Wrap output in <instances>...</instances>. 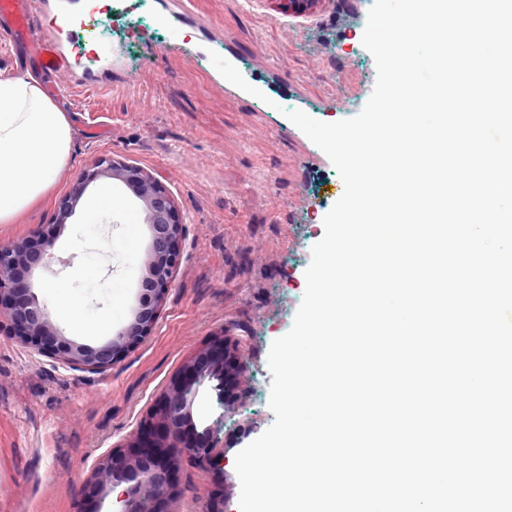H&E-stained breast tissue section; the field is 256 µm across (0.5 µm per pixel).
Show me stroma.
<instances>
[{
    "mask_svg": "<svg viewBox=\"0 0 512 512\" xmlns=\"http://www.w3.org/2000/svg\"><path fill=\"white\" fill-rule=\"evenodd\" d=\"M373 0H323L284 16L265 0H111L97 15L98 41L115 60L85 85L82 73L53 81L74 129L70 157L51 190L0 243L55 223L78 175L107 159L140 166L173 197L182 217L173 284L149 336L103 370L71 367L0 330V512H81L82 489L100 460L137 430L183 363L213 336L244 353L241 392L223 411L212 384L194 407L198 425L220 422L224 472L192 457L174 471L180 512L209 495L240 512L235 456L274 422L272 342L302 301L312 247L343 182L326 154L286 117L301 110L334 122L356 115L376 81L362 44ZM179 29L185 54L164 50ZM234 55L264 78L279 111L229 93L196 51ZM111 209L87 217L77 199L50 267L34 291L67 336L98 346L130 320L148 243L145 224H124L139 199L112 181ZM69 312L57 310L59 296ZM95 332H86V325Z\"/></svg>",
    "mask_w": 512,
    "mask_h": 512,
    "instance_id": "stroma-1",
    "label": "stroma"
}]
</instances>
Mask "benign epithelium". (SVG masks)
<instances>
[{"label": "benign epithelium", "mask_w": 512, "mask_h": 512, "mask_svg": "<svg viewBox=\"0 0 512 512\" xmlns=\"http://www.w3.org/2000/svg\"><path fill=\"white\" fill-rule=\"evenodd\" d=\"M281 14L299 15L316 7L321 0H269ZM102 178L123 183L143 203L144 223L149 243L143 264L141 291L130 306L131 320L100 346H90L66 336L34 293L33 266L29 265L28 242L0 243V315L8 314L18 336L38 350H47L65 364L102 369L113 355L126 351L151 332L160 305L172 287L179 260L177 248L182 220L173 197L143 168L103 160L86 169L78 178L72 197L81 195ZM73 206L65 204L56 223L40 226L35 235L44 251L53 247L71 216ZM243 355L236 346L215 336L198 355L187 361L166 389L163 401L155 407L143 427L115 446L85 483L84 512H172L175 493L168 480L176 457L187 454L223 472L224 453L216 448L212 427L198 431L193 407L205 382H217L218 392L231 394L243 369ZM168 448L170 452L144 462L137 449ZM128 488L115 493L118 484ZM113 509L104 510L106 500Z\"/></svg>", "instance_id": "7a95c632"}]
</instances>
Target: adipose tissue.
<instances>
[{
  "mask_svg": "<svg viewBox=\"0 0 512 512\" xmlns=\"http://www.w3.org/2000/svg\"><path fill=\"white\" fill-rule=\"evenodd\" d=\"M69 119L29 75L0 79V224H11L52 185L69 158Z\"/></svg>",
  "mask_w": 512,
  "mask_h": 512,
  "instance_id": "ef3b65f1",
  "label": "adipose tissue"
}]
</instances>
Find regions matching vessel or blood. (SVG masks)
<instances>
[{
  "instance_id": "obj_1",
  "label": "vessel or blood",
  "mask_w": 512,
  "mask_h": 512,
  "mask_svg": "<svg viewBox=\"0 0 512 512\" xmlns=\"http://www.w3.org/2000/svg\"><path fill=\"white\" fill-rule=\"evenodd\" d=\"M40 0H0V23L7 26V44L28 43L38 65L49 73H68L80 66L97 68L104 58L97 47L93 0H54L62 37L35 35V15Z\"/></svg>"
}]
</instances>
